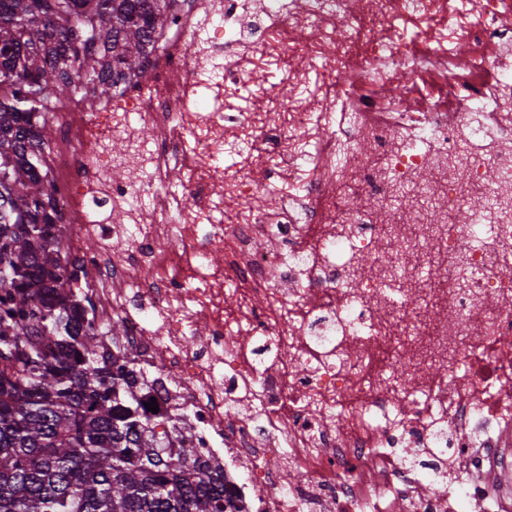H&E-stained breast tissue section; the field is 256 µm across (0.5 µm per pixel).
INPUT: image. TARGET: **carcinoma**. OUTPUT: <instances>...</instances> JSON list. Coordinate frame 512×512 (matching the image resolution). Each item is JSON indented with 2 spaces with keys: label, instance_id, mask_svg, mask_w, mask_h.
Returning <instances> with one entry per match:
<instances>
[{
  "label": "carcinoma",
  "instance_id": "1",
  "mask_svg": "<svg viewBox=\"0 0 512 512\" xmlns=\"http://www.w3.org/2000/svg\"><path fill=\"white\" fill-rule=\"evenodd\" d=\"M167 0H0V512H227L224 471L158 440L138 360L107 348L61 253L49 105L141 71ZM83 30L80 43L68 35Z\"/></svg>",
  "mask_w": 512,
  "mask_h": 512
}]
</instances>
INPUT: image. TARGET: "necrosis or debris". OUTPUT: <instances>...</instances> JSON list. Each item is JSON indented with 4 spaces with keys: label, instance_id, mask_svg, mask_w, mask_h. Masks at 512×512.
<instances>
[{
    "label": "necrosis or debris",
    "instance_id": "necrosis-or-debris-1",
    "mask_svg": "<svg viewBox=\"0 0 512 512\" xmlns=\"http://www.w3.org/2000/svg\"><path fill=\"white\" fill-rule=\"evenodd\" d=\"M315 72L341 114L330 133L297 96ZM246 82L264 88L253 112L185 93ZM51 117L54 233L99 243L78 283L93 323L107 343L122 326L150 397L183 419L174 446L223 463L241 512L512 505V0H186L142 75ZM238 136L270 162L228 179L210 160ZM283 180L300 213L255 210ZM420 261L433 279L411 276ZM430 448L443 466L422 492L407 460Z\"/></svg>",
    "mask_w": 512,
    "mask_h": 512
}]
</instances>
